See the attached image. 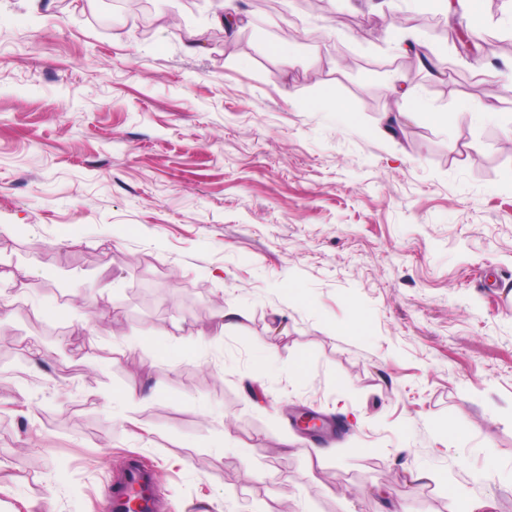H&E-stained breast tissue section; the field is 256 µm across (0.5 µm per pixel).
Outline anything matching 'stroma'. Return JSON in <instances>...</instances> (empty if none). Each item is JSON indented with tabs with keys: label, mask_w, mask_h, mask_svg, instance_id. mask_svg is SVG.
Here are the masks:
<instances>
[{
	"label": "stroma",
	"mask_w": 512,
	"mask_h": 512,
	"mask_svg": "<svg viewBox=\"0 0 512 512\" xmlns=\"http://www.w3.org/2000/svg\"><path fill=\"white\" fill-rule=\"evenodd\" d=\"M147 2L0 0V512H512V0ZM296 426L303 434L315 436L323 431L326 418L312 411H295L292 416ZM120 486L112 490L108 502L110 512H127L131 502L138 500L143 512L159 510L154 469L145 464H130L124 471Z\"/></svg>",
	"instance_id": "1"
}]
</instances>
